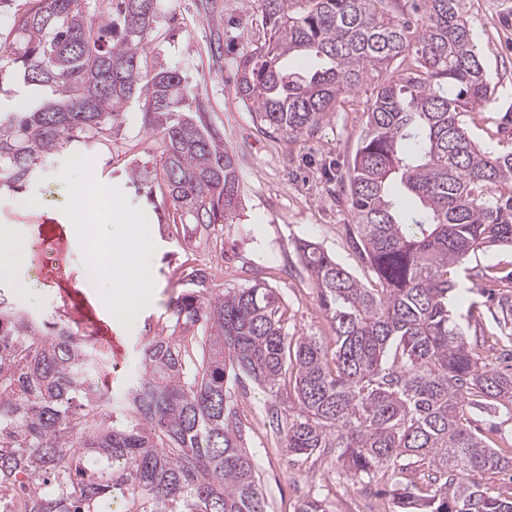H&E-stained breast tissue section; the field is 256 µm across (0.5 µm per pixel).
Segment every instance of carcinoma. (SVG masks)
Here are the masks:
<instances>
[{
	"label": "carcinoma",
	"mask_w": 512,
	"mask_h": 512,
	"mask_svg": "<svg viewBox=\"0 0 512 512\" xmlns=\"http://www.w3.org/2000/svg\"><path fill=\"white\" fill-rule=\"evenodd\" d=\"M29 0L0 31V92L50 90L0 116V192L17 191L67 145L109 136L123 106L145 96L144 125L160 135L162 168L130 172L136 191L161 181L163 197L200 236L235 206L239 180L224 141L186 112L173 69L148 73L144 45L159 0ZM414 28L385 0H263L267 38L238 71L237 93L260 127L297 137L339 97L399 59L377 86L367 134L348 170L353 243L378 280L367 288L313 243L302 264L319 290L336 341L290 336L263 285L219 293L208 273L170 301L182 336L142 348L143 375L122 416L108 394L112 366L0 294V478L38 470L63 478L32 495L29 512H92L114 489L128 512H267L244 448L229 379L273 394L293 382L279 424L286 455L321 448L353 477L393 467L402 512H512V491L478 477L512 472V456L463 421V407L512 404V371L482 361L451 311L448 269L471 252L512 246V151H487L463 116L490 100L467 0H422ZM428 464L418 476L410 461Z\"/></svg>",
	"instance_id": "carcinoma-1"
}]
</instances>
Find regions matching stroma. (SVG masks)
Segmentation results:
<instances>
[{
	"label": "stroma",
	"mask_w": 512,
	"mask_h": 512,
	"mask_svg": "<svg viewBox=\"0 0 512 512\" xmlns=\"http://www.w3.org/2000/svg\"><path fill=\"white\" fill-rule=\"evenodd\" d=\"M503 0H469L467 18L476 52L491 81L490 101L466 118L469 134L485 149L512 150V25L504 24ZM261 0H161L148 38L149 68H173L183 78L187 102L200 107L207 122L234 154L240 203L222 230L201 240L170 233L175 211L169 201H148L128 183L131 167L161 166L159 136L142 126L144 101L124 107L118 133L79 144L81 159L63 150L44 164L22 193H0V230L39 245V259L25 257L15 278L0 281L20 311L43 319L64 312L74 328L107 317L121 350L99 342L112 366L109 390L122 401L143 373L141 348L146 338L168 335L172 297L188 291L184 264L195 258L218 266L211 288H246L256 283L274 288L289 335L318 337L332 346L334 331L323 313L318 290L300 262L297 247L318 243L367 287L377 280L355 249L350 230L355 222L342 186L348 165L366 130V112L376 81L342 95L315 131L288 137L259 129L254 107L236 93L243 56L264 40ZM92 182L84 216L89 234L71 224L63 193L73 182ZM127 221L113 230V213ZM64 225L66 243L57 247L49 233ZM152 243L154 254L144 278L148 289L131 308L118 309L111 298L126 293L119 274L89 278L88 266L98 255L122 249L124 242ZM470 277H458L452 310L467 336L495 330L498 304L512 297V248L493 247L466 256ZM233 402L246 426V446L254 459L267 512H297L306 499L323 500L327 512H397L384 490L382 471L372 482H360L343 469L335 452H322L284 470L285 451L272 415L284 398L249 383L236 387ZM468 425L497 447L512 448V405L484 412L465 407Z\"/></svg>",
	"instance_id": "stroma-1"
}]
</instances>
